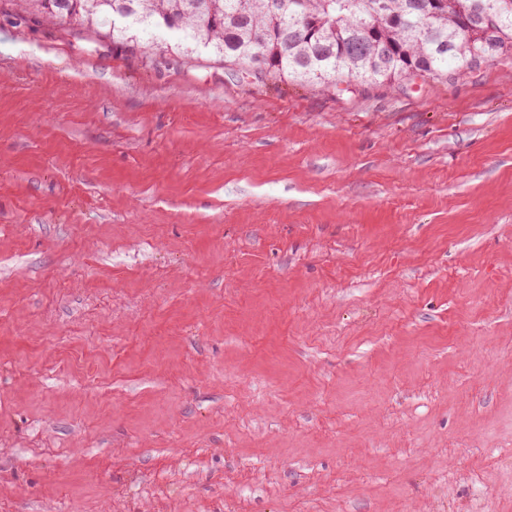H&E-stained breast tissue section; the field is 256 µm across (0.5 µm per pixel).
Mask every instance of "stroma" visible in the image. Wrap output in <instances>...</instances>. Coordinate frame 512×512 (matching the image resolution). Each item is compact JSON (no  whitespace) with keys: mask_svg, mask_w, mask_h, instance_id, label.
<instances>
[{"mask_svg":"<svg viewBox=\"0 0 512 512\" xmlns=\"http://www.w3.org/2000/svg\"><path fill=\"white\" fill-rule=\"evenodd\" d=\"M512 512V59L336 89L0 0V512Z\"/></svg>","mask_w":512,"mask_h":512,"instance_id":"35a3bbf8","label":"stroma"}]
</instances>
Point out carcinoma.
<instances>
[{
    "label": "carcinoma",
    "mask_w": 512,
    "mask_h": 512,
    "mask_svg": "<svg viewBox=\"0 0 512 512\" xmlns=\"http://www.w3.org/2000/svg\"><path fill=\"white\" fill-rule=\"evenodd\" d=\"M53 24H77L150 57L203 47L261 76L323 89L345 80L389 86L443 80L512 58V0H17ZM489 15L494 27L476 22Z\"/></svg>",
    "instance_id": "cac0c4a2"
}]
</instances>
